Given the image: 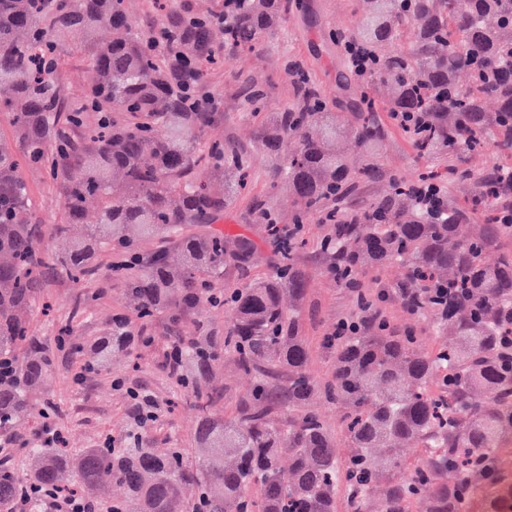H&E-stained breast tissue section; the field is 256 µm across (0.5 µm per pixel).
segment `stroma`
Returning a JSON list of instances; mask_svg holds the SVG:
<instances>
[{"label": "stroma", "instance_id": "stroma-1", "mask_svg": "<svg viewBox=\"0 0 512 512\" xmlns=\"http://www.w3.org/2000/svg\"><path fill=\"white\" fill-rule=\"evenodd\" d=\"M302 8L292 10L277 33L255 50L225 56L220 70L207 82L221 101L224 121L218 131L226 141L247 148L254 156V176L249 193L240 196L225 210V218L233 220L236 233L246 235L256 245V253L248 269L226 265L220 287L230 288L247 279L269 275L275 257L266 242L264 225L253 223L251 210L255 199H267L278 210L282 221H289L293 198L285 186H272L270 170L275 156L258 143L259 121L241 116L239 92L253 79L264 81L269 110L284 108L292 100V86L284 71L285 59L301 60L313 80L329 100H336V49L323 39L326 27L353 28L359 19V0H302ZM380 164L384 172H396L416 179L431 162L412 148L399 131H392L380 148ZM31 200L36 219L45 227L62 223L63 210L59 193L49 181L29 176ZM322 228L305 225V249L297 255V263L305 274V294L301 311V331L309 348V367L318 381L331 377V361L322 346L323 336L333 332L339 321L352 317L355 306L346 289L323 274L315 260L314 248ZM80 287L69 282L50 280L44 290L47 310H36L31 327L38 336L53 337L70 312ZM120 284H113L108 296L89 306L76 323V337L89 341L104 333L113 314L124 311ZM232 322V314L224 308L201 307L188 313L179 332H171L166 317L150 324L151 341L139 347L135 356L119 354L109 367L82 374L84 357L79 353L61 352L57 367L45 390L31 397L33 406L52 400L56 407L54 422L65 438V446L77 451L108 444L125 445L131 418V400L127 388L133 387L154 396L158 419L150 432L153 447L193 450L197 412L192 400L169 377L166 359L175 336L196 335L205 327L214 336L224 335ZM211 384L217 393L214 411L218 416L236 415L251 388V378L226 359L216 368Z\"/></svg>", "mask_w": 512, "mask_h": 512}]
</instances>
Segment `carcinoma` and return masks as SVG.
Here are the masks:
<instances>
[{
  "label": "carcinoma",
  "mask_w": 512,
  "mask_h": 512,
  "mask_svg": "<svg viewBox=\"0 0 512 512\" xmlns=\"http://www.w3.org/2000/svg\"><path fill=\"white\" fill-rule=\"evenodd\" d=\"M124 0H0V112L11 137L0 140V512H46L56 491L112 483L123 495L108 512H176L191 487L192 512H337L339 486L347 512H476L479 486L512 492L496 444L512 409V249L496 262L486 254L512 240L503 201L512 195V0H365L358 26L331 28L324 38L344 65L340 88L351 96L349 118L333 112L304 66L288 63L290 105L265 113L266 97L251 81L241 109L261 118L260 141L295 150L271 172L298 203L293 228L265 200L253 203L280 262L268 277L221 290L224 260L247 261L253 245L212 224L250 185L253 156L207 137L224 113L206 74L224 53L253 50L299 0H222L196 12L178 0L161 19L132 28ZM413 48L394 50L404 29ZM87 57L90 76L74 99L56 74L64 49ZM386 87L379 104L376 84ZM495 110L485 108L486 101ZM401 131L423 156L448 157L443 172L411 183L389 175V189L359 205L363 184L384 176L378 151ZM505 151L491 169L469 164L490 145ZM59 189L65 222L55 225L60 250L45 258L25 171ZM472 189L461 204L450 196ZM97 223L79 239L91 203ZM484 224L474 227L473 221ZM324 224L316 255L357 307L344 329L323 338L334 367L321 385L309 369L300 328L304 275L295 257L305 224ZM110 259L133 317L117 314L89 351L93 372L140 345L134 320L183 317L206 304H226L235 319L224 342L214 336L178 340L173 378L189 389L199 419L195 455L154 448L156 418L137 415L126 447L54 445L28 448L12 430L31 417L29 393L56 368V353L31 334L26 314L43 298L46 275L74 284L97 279ZM398 264L390 291H366L368 269ZM393 297L407 315L426 318L435 347L422 346L413 324L392 325L381 303ZM231 359L254 384L236 417L212 412L215 364ZM288 373L274 385L270 374ZM345 408L350 448L344 463L313 398ZM422 448L408 466L404 449Z\"/></svg>",
  "instance_id": "obj_1"
}]
</instances>
